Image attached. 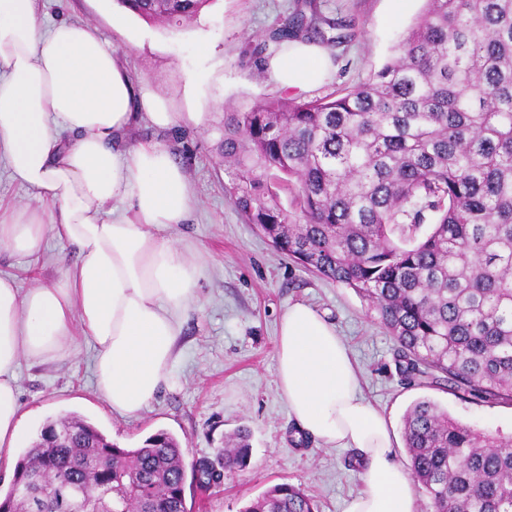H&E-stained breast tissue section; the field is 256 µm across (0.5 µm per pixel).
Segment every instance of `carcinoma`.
<instances>
[{
    "instance_id": "1",
    "label": "carcinoma",
    "mask_w": 512,
    "mask_h": 512,
    "mask_svg": "<svg viewBox=\"0 0 512 512\" xmlns=\"http://www.w3.org/2000/svg\"><path fill=\"white\" fill-rule=\"evenodd\" d=\"M120 2L181 27L212 0ZM311 39L339 37L298 6L260 50ZM216 151L244 221L365 300L407 379L429 376L472 403H512V0H426L372 81L329 100L277 92L229 103ZM403 440L430 512H512L511 436L423 398L403 417ZM249 455L241 429L219 465L241 468ZM86 488L118 512H187L180 442L160 430L123 448L79 415L49 418L0 512H74ZM243 512L316 506L277 483Z\"/></svg>"
}]
</instances>
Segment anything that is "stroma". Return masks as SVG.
I'll return each instance as SVG.
<instances>
[{
	"mask_svg": "<svg viewBox=\"0 0 512 512\" xmlns=\"http://www.w3.org/2000/svg\"><path fill=\"white\" fill-rule=\"evenodd\" d=\"M320 29L341 23L342 43L327 50L332 73L303 92L306 100L337 97L370 81L394 55V47L416 23L425 0H410L392 16L391 0H311ZM298 0H212L196 20L173 31L131 16L127 28H112L119 0H38L45 23L65 18L95 22L116 49L136 83H147L181 119L161 129L141 121L127 146L155 143L167 148L185 171L197 199L187 223L171 229L173 239L199 258L198 298L187 311L178 356L168 387L138 416L112 413L92 373L94 349L77 337L63 361L22 358L18 390L23 431L34 441L51 417L76 413L119 446H139L166 430L181 443L185 465L215 459L238 429L250 433L246 467L225 472L221 484L200 491L186 482L188 512H243L276 483L299 486L318 512H343L362 487L363 465L355 449L328 448L303 432L276 384V340L280 316L304 302L332 322L360 374L365 398L385 416L392 433L391 456L409 459L402 437L403 416L418 399L438 403L456 419L491 434L512 436V405H475L446 386L407 384L398 366L396 343L371 317L352 289L320 279L277 252L255 225L245 223L224 192V167L214 151L227 103L276 92L277 84L249 56L266 34L286 23ZM207 42L208 53L198 45ZM202 116L201 123L188 118ZM74 247L47 239L40 277L23 260L0 256V274L15 276L21 289L56 281L76 262Z\"/></svg>",
	"mask_w": 512,
	"mask_h": 512,
	"instance_id": "obj_1",
	"label": "stroma"
}]
</instances>
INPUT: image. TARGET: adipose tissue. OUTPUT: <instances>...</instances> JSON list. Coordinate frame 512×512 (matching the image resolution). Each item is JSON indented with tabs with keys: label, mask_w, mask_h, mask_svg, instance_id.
<instances>
[{
	"label": "adipose tissue",
	"mask_w": 512,
	"mask_h": 512,
	"mask_svg": "<svg viewBox=\"0 0 512 512\" xmlns=\"http://www.w3.org/2000/svg\"><path fill=\"white\" fill-rule=\"evenodd\" d=\"M37 3L0 0V162L31 193L22 208L0 207V252L35 272L51 236L80 258L60 280L25 291L0 275V460L10 465L23 440L21 358L59 361L82 332L106 404L138 415L170 382L201 275L165 235L195 208L185 173L162 146L116 147L140 121L171 127L177 113L134 85L96 25L45 27ZM267 69L282 88L305 91L323 83L330 63L321 47L295 43ZM276 376L305 433L360 453L362 488L345 512H416L385 417L364 398L335 327L308 304L281 316Z\"/></svg>",
	"instance_id": "obj_1"
}]
</instances>
